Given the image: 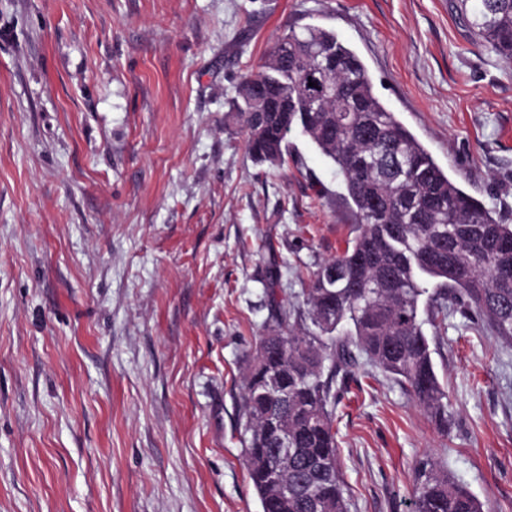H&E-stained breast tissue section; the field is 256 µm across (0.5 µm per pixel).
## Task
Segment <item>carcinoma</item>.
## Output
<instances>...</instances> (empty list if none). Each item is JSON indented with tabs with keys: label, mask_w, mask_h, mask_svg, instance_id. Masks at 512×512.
<instances>
[{
	"label": "carcinoma",
	"mask_w": 512,
	"mask_h": 512,
	"mask_svg": "<svg viewBox=\"0 0 512 512\" xmlns=\"http://www.w3.org/2000/svg\"><path fill=\"white\" fill-rule=\"evenodd\" d=\"M460 10L512 63V0H460ZM230 111L258 163L281 164L293 150L289 135L299 132L333 164L353 206L357 234L304 289L313 329L291 324V311L269 289L276 323L259 337L241 398L242 463L261 512H346L329 411L336 373L363 356L448 433V392L423 326L461 303L512 343V224L448 176L331 29H288L241 80ZM268 369L283 373L288 399L265 389ZM273 415L288 420L296 438L286 495L275 491L268 465ZM412 505V512H484L432 462L416 471Z\"/></svg>",
	"instance_id": "cac0c4a2"
}]
</instances>
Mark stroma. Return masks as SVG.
<instances>
[{
    "label": "stroma",
    "instance_id": "35a3bbf8",
    "mask_svg": "<svg viewBox=\"0 0 512 512\" xmlns=\"http://www.w3.org/2000/svg\"><path fill=\"white\" fill-rule=\"evenodd\" d=\"M308 25L512 224V64L458 0H0V512H260L245 368L357 223L314 146L255 163L229 106ZM425 333L447 435L365 360L333 382L347 512H410L425 460L512 512V344L459 306Z\"/></svg>",
    "mask_w": 512,
    "mask_h": 512
}]
</instances>
